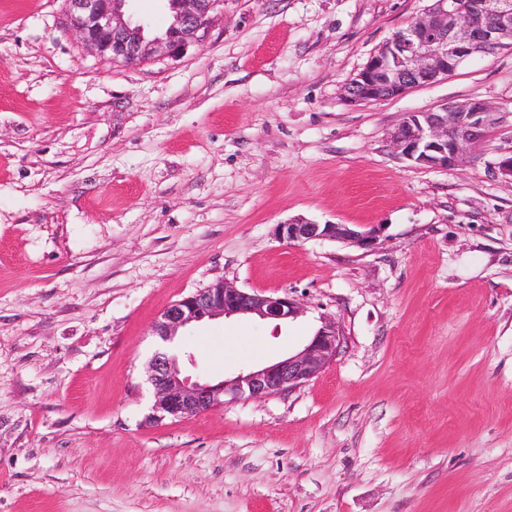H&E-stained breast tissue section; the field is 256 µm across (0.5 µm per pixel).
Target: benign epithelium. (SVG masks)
<instances>
[{"instance_id":"1","label":"benign epithelium","mask_w":512,"mask_h":512,"mask_svg":"<svg viewBox=\"0 0 512 512\" xmlns=\"http://www.w3.org/2000/svg\"><path fill=\"white\" fill-rule=\"evenodd\" d=\"M126 0H68L70 27L84 43L114 63H136L177 54L202 40L212 14L223 0H169L173 21L150 37L144 25L122 11ZM512 47V0H477L466 12L459 0H434L433 6L382 44L364 70L344 88L350 103L378 101L433 83L452 74L465 60ZM498 121L495 108L483 100L446 103L437 110L408 114L389 134L392 148L421 167L448 168L462 163ZM274 236L303 243L328 239L370 248L376 231L358 224H319L297 218L277 224ZM299 307L288 296L247 292L217 281L167 307L152 332L161 343L205 319L256 316L268 322L297 317ZM341 334L325 320L297 353L269 365L218 382L184 373L179 357L158 350L147 366L154 389L147 421L183 419L220 407L228 400H257L300 387L336 357Z\"/></svg>"}]
</instances>
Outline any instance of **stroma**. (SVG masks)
Instances as JSON below:
<instances>
[{
    "label": "stroma",
    "mask_w": 512,
    "mask_h": 512,
    "mask_svg": "<svg viewBox=\"0 0 512 512\" xmlns=\"http://www.w3.org/2000/svg\"><path fill=\"white\" fill-rule=\"evenodd\" d=\"M431 0H224L201 43L121 65L67 0H0V512H512V48L352 104L344 85ZM149 35L166 0H127ZM486 101L464 165L388 134ZM378 225L373 249L275 225ZM226 280L281 326L199 323L214 381L343 341L304 385L148 422L152 327Z\"/></svg>",
    "instance_id": "obj_1"
}]
</instances>
